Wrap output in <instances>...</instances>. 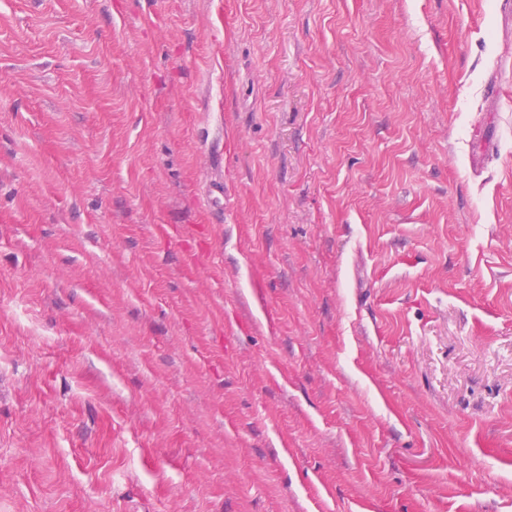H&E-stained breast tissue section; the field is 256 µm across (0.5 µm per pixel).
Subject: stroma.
<instances>
[{
  "mask_svg": "<svg viewBox=\"0 0 512 512\" xmlns=\"http://www.w3.org/2000/svg\"><path fill=\"white\" fill-rule=\"evenodd\" d=\"M0 512H512V0H0Z\"/></svg>",
  "mask_w": 512,
  "mask_h": 512,
  "instance_id": "35a3bbf8",
  "label": "stroma"
}]
</instances>
